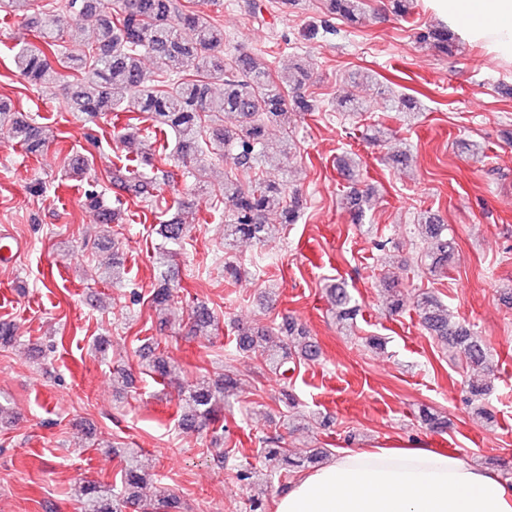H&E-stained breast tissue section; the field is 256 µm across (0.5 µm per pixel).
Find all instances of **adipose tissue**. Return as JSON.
<instances>
[{"mask_svg":"<svg viewBox=\"0 0 512 512\" xmlns=\"http://www.w3.org/2000/svg\"><path fill=\"white\" fill-rule=\"evenodd\" d=\"M462 40L512 61V0H429ZM275 512H512V485L433 448L347 449L299 473Z\"/></svg>","mask_w":512,"mask_h":512,"instance_id":"ef3b65f1","label":"adipose tissue"}]
</instances>
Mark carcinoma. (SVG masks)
Returning a JSON list of instances; mask_svg holds the SVG:
<instances>
[{"label": "carcinoma", "mask_w": 512, "mask_h": 512, "mask_svg": "<svg viewBox=\"0 0 512 512\" xmlns=\"http://www.w3.org/2000/svg\"><path fill=\"white\" fill-rule=\"evenodd\" d=\"M35 0H0V12L22 16L26 27L34 32L35 41L20 42L13 51L15 69L34 86L51 87L61 81L62 70L75 71L77 90L70 97L75 112L95 118L103 112L134 113V120L150 122L151 127L174 135L175 152L183 160L215 155L228 157L242 172L249 174L259 168L279 165L284 151L282 144L269 141L267 127L271 123L283 126L293 117L315 111V105L300 89L308 80L307 69L298 74L280 72L276 75L259 62L251 52L229 53L224 49V29L213 24L203 11L185 13L176 0H54L51 10L35 11ZM364 0H323L320 27H328L332 19L352 25L361 22ZM97 17V34L92 43L78 37L76 23L61 24V16ZM415 41L422 47L445 55L459 50V40L447 26L419 29ZM149 55L155 64L154 75L141 68L139 60ZM223 82L224 92H213L211 80ZM230 118L231 124L216 130L214 138L202 135V117ZM0 127L14 130L19 143L30 154L47 144L45 127L17 116L0 100ZM150 155L125 158L122 166L107 171L108 182L116 190H125L154 172ZM288 174L278 183L258 178L248 184L237 178H224V202L230 204L224 215V253L236 250L243 240L263 242L274 225L265 223L266 215L277 212L281 223L295 224L300 218L301 199L298 190L287 191ZM88 207L105 224H119L122 211L109 207L103 195L93 190L87 195ZM346 208L354 224L365 221L373 208L372 195L351 188L346 195ZM422 253L420 263L429 273H447L454 253V242L445 233L444 225L431 214L418 219ZM185 225L171 217L158 224L162 238L156 264L161 284L151 294L155 311L165 314L172 301V292L164 268L174 247L185 236ZM390 293L388 308L398 314L406 305L404 291L393 280L383 281ZM328 292L336 308L337 330L348 336L353 331L359 312L350 292L340 284H332ZM414 309L423 326L435 336L443 349L464 355L469 369L478 373L466 380L468 401L478 403V411L487 412L490 394L492 360L482 338L471 329L452 321L448 308L434 296L422 292L414 296ZM191 328L197 333L215 326L211 311L196 306L191 313ZM288 341L270 340L269 331L259 328L237 329L239 349L249 352L261 349L265 366L274 374L288 370V364L312 360L318 356L317 344L295 323H288ZM146 367L155 379L164 383L175 376L177 366L159 355ZM240 382L230 374L210 382L200 378L184 387L188 412L182 423L208 427L218 420V412L239 393ZM326 452L314 448L298 459L279 445V439L268 438L260 448V468L237 471V480L245 487L266 486L272 476H286L294 468H306L320 463ZM141 450L130 448L123 457L120 490L101 482L86 481L75 488L82 512H122L126 505L139 512H179L180 502L174 497H162L155 504L142 503L141 490L145 481Z\"/></svg>", "instance_id": "obj_1"}]
</instances>
